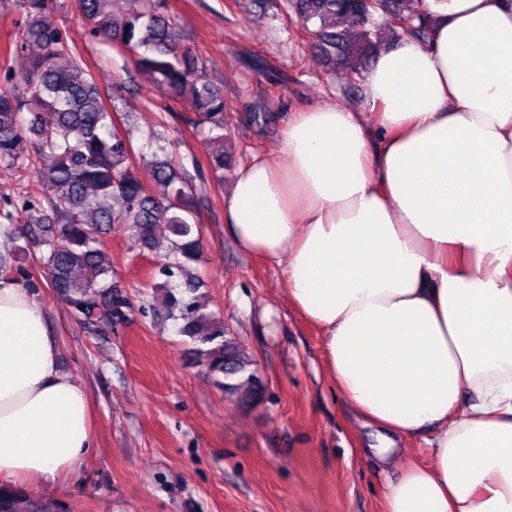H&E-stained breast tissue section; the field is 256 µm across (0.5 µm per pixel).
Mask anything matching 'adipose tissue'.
Masks as SVG:
<instances>
[{
  "mask_svg": "<svg viewBox=\"0 0 512 512\" xmlns=\"http://www.w3.org/2000/svg\"><path fill=\"white\" fill-rule=\"evenodd\" d=\"M423 8L430 40L362 74L373 117L336 99L290 113L278 156L238 167L224 221L282 273L380 463L426 434L429 463L404 464L384 512H512V6ZM92 442L44 309L0 277V480L73 471Z\"/></svg>",
  "mask_w": 512,
  "mask_h": 512,
  "instance_id": "ef3b65f1",
  "label": "adipose tissue"
}]
</instances>
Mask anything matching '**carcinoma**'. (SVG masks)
<instances>
[{"mask_svg":"<svg viewBox=\"0 0 512 512\" xmlns=\"http://www.w3.org/2000/svg\"><path fill=\"white\" fill-rule=\"evenodd\" d=\"M114 0H76L90 32L128 55L137 70L152 75L165 111L179 104L198 114L207 128L203 142L224 141L228 106L223 93L205 75V61L181 45L175 19L164 0H139V7L116 15ZM250 13L270 6L289 24L302 25L314 53L329 75L349 83L359 79L384 30L391 42L426 39L429 22L412 0H378L365 15L363 0H234ZM52 0H21L25 14L20 47L32 44L23 82L24 99L15 87L12 66L0 64V167L32 169L41 194L18 189V208L0 213L7 223L23 222L25 246L49 288L82 324L114 327L131 312L126 293L112 279L104 237L113 224L131 225L137 243L163 253L153 284L161 306L190 339L197 362L214 385L241 405L260 403L265 385L254 361L247 358L224 322L208 310L201 282L191 271L201 253L202 230L190 204L189 175L175 165L167 147L158 146L151 168L158 193L132 172L130 131L119 135L114 116L117 94L103 92L84 66L68 30L49 20ZM31 118L22 119L23 111ZM0 512H70L60 500L0 487Z\"/></svg>","mask_w":512,"mask_h":512,"instance_id":"1","label":"carcinoma"}]
</instances>
